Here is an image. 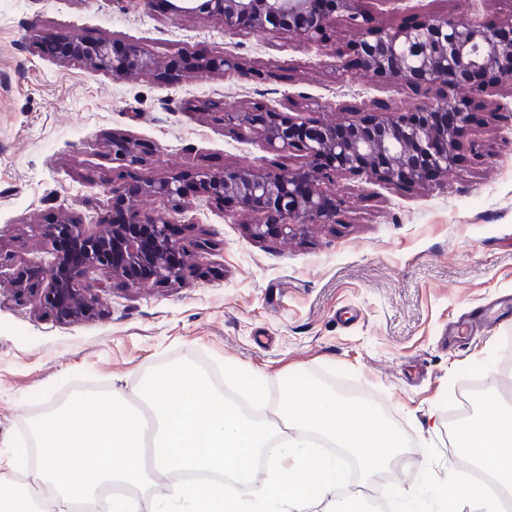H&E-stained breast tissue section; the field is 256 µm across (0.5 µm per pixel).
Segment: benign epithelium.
I'll return each instance as SVG.
<instances>
[{
    "instance_id": "obj_1",
    "label": "benign epithelium",
    "mask_w": 512,
    "mask_h": 512,
    "mask_svg": "<svg viewBox=\"0 0 512 512\" xmlns=\"http://www.w3.org/2000/svg\"><path fill=\"white\" fill-rule=\"evenodd\" d=\"M333 9H317L319 0H169L175 15L206 14L232 35L267 30L290 33L315 45L327 25L338 17L361 34L353 45L359 66L380 81H403L416 88L472 86L494 90L512 78V19L498 26L446 16L424 18L396 27L367 30L363 0H331ZM63 58L86 59L96 70L121 76L156 71L158 63L138 44L116 54L109 42L67 41ZM473 100L443 95L405 111L389 102L356 121H293L280 110L259 106L226 112L236 135L273 152L297 150L309 167L295 172L228 168L220 175L196 173L209 197L232 199L259 214L251 225L255 238L272 233L294 237L309 224H328L340 207L331 189L338 174H356L382 184L425 186L453 166L464 144L459 132L472 118ZM112 154L132 164L141 161V145L132 138L112 139ZM141 196L159 197L177 205L185 194L180 174L146 177L131 187ZM166 214L131 213L120 224L93 232L79 220L65 218L51 226V236L68 245L55 253L44 271L47 288H28L34 272L21 269L13 280V297L61 323L88 320L100 311V295L85 285L92 269L106 270L134 286L145 280L172 284L184 277L182 264L170 261L183 252Z\"/></svg>"
}]
</instances>
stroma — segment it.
<instances>
[{"instance_id":"stroma-1","label":"stroma","mask_w":512,"mask_h":512,"mask_svg":"<svg viewBox=\"0 0 512 512\" xmlns=\"http://www.w3.org/2000/svg\"><path fill=\"white\" fill-rule=\"evenodd\" d=\"M367 26L415 17L503 20L512 0H365ZM343 25L322 45L278 33L230 35L221 22L171 15L166 0H0V451L28 436L42 413L80 390L133 391L178 360L209 373L229 364L279 386L315 373L380 403L411 440L400 488L411 489L435 445L437 477L456 460L449 409L469 384L512 396V79L477 94L481 108L459 137L454 169L425 186L337 177L332 224L296 238H254L253 213L187 183L180 208L110 194L178 169L294 171L298 151L239 139L225 113L273 106L288 116L335 120L357 110L439 97L384 85L351 66ZM67 39L133 43L160 73L122 77L61 58ZM233 58L238 71L225 69ZM262 79H255V72ZM138 140L144 161L116 159L112 138ZM173 214L192 271L180 285L107 281L97 317L60 324L16 301L11 279L51 258L50 224L64 217L110 224L116 208Z\"/></svg>"}]
</instances>
